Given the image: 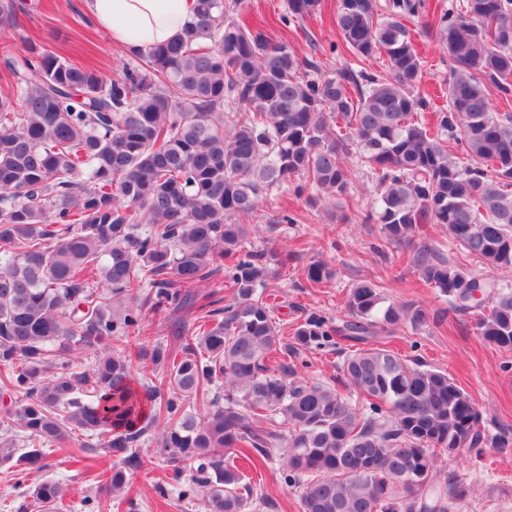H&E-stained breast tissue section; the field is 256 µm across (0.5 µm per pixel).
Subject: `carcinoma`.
<instances>
[{
    "label": "carcinoma",
    "instance_id": "obj_1",
    "mask_svg": "<svg viewBox=\"0 0 512 512\" xmlns=\"http://www.w3.org/2000/svg\"><path fill=\"white\" fill-rule=\"evenodd\" d=\"M301 23L320 0H288ZM424 0H338L336 25L360 58L385 57L381 71L325 73L262 29L229 13L224 0H195L192 21L172 42L136 55L107 80L46 52L6 51L12 94L0 96V462L35 466L42 449L67 442L101 451L108 489L125 487L139 465L130 452L150 431L173 466L191 472L181 495L202 492L207 512H267L272 501L243 484L224 457L283 451L285 483L301 512H449L465 479L440 474V455L504 448L448 372L386 346L351 350L341 386L309 382L274 353L281 328L265 296L289 255L251 245L263 223L259 197L292 177L315 203L348 195L345 158L356 147L374 169L376 198L365 222L387 244L437 224L469 254L512 268V0H462L440 17L453 61L448 110L426 126L416 89L423 60L400 22ZM463 153L468 161L458 156ZM420 279L454 310L476 311V329L512 349V292L452 266L425 242ZM219 273L232 302L207 310L172 354L149 341L147 314L190 309L197 294L176 283ZM310 264L316 287L333 277ZM489 301V312L482 303ZM350 320L336 327L311 315L296 345L321 350L334 336L364 343L399 328L419 331L431 314L385 300L379 285L350 288ZM138 345L112 349L116 338ZM92 356L84 366L63 355ZM162 370L173 395L135 387V374ZM356 394L344 395L341 389ZM203 414L191 411L190 402ZM32 449L18 453L13 432ZM68 488L45 481L30 492L60 512Z\"/></svg>",
    "mask_w": 512,
    "mask_h": 512
}]
</instances>
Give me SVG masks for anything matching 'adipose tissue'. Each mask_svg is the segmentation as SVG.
<instances>
[{
    "label": "adipose tissue",
    "mask_w": 512,
    "mask_h": 512,
    "mask_svg": "<svg viewBox=\"0 0 512 512\" xmlns=\"http://www.w3.org/2000/svg\"><path fill=\"white\" fill-rule=\"evenodd\" d=\"M100 31L127 54L176 38L190 21L194 0H86Z\"/></svg>",
    "instance_id": "1"
}]
</instances>
